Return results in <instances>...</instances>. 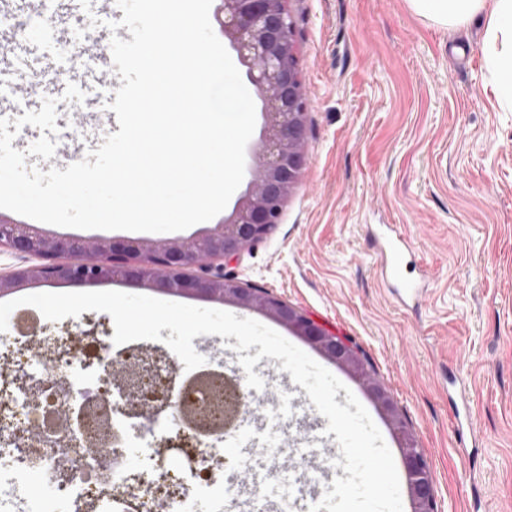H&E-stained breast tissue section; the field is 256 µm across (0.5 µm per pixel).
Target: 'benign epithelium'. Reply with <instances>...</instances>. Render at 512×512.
<instances>
[{
    "label": "benign epithelium",
    "mask_w": 512,
    "mask_h": 512,
    "mask_svg": "<svg viewBox=\"0 0 512 512\" xmlns=\"http://www.w3.org/2000/svg\"><path fill=\"white\" fill-rule=\"evenodd\" d=\"M224 37L246 67V78L262 102L264 124L249 146L250 180L232 212L218 224L185 238L141 239L51 234L33 224L0 217V248L24 265L0 274V296L27 284L97 286L123 282L141 288L230 303L263 311L288 326L327 358L341 364L365 385V391L395 427L403 447V468L412 512H435L427 457L406 431L386 386L368 371L357 347L346 336L319 324L285 301L245 288L224 273L223 262L263 240L280 223L288 199L307 166V100L299 46L289 0H222ZM194 267L189 275L185 269ZM120 355L106 372L132 400L139 376ZM186 392L205 393L191 402L189 424L201 435L228 430L241 408L238 385L222 371L198 373L186 380Z\"/></svg>",
    "instance_id": "7a95c632"
}]
</instances>
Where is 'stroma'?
Listing matches in <instances>:
<instances>
[{
    "instance_id": "obj_1",
    "label": "stroma",
    "mask_w": 512,
    "mask_h": 512,
    "mask_svg": "<svg viewBox=\"0 0 512 512\" xmlns=\"http://www.w3.org/2000/svg\"><path fill=\"white\" fill-rule=\"evenodd\" d=\"M302 48L309 164L280 224L227 262L261 288L349 336L382 379L431 464L436 512H512V110L499 102L484 28H449L407 0H290ZM39 78L55 97L70 52ZM380 224L415 247L412 276L428 294L401 308L383 291ZM462 378L466 392L450 384ZM250 423L257 458L285 442L305 407L282 400ZM468 399L474 425L458 432Z\"/></svg>"
}]
</instances>
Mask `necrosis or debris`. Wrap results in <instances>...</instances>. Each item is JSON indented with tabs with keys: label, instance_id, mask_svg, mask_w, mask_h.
<instances>
[{
	"label": "necrosis or debris",
	"instance_id": "obj_1",
	"mask_svg": "<svg viewBox=\"0 0 512 512\" xmlns=\"http://www.w3.org/2000/svg\"><path fill=\"white\" fill-rule=\"evenodd\" d=\"M38 312L28 310L17 314L14 333L0 336V459L12 467L9 479H0V503L19 498L21 481L34 479L54 483L59 492L81 503L91 501L97 512H153L158 499H165L167 512H187L186 507L200 494L201 477L223 459L224 441L205 442L194 446L195 467H187L181 458L159 462L156 452L160 443L179 439L186 429L180 410L187 398L180 380L171 376L166 360L157 363L158 373L143 382L145 395L164 393L169 401L166 411L138 428L127 424L129 407L118 388L104 371L110 355L124 354L140 362L145 352L135 344L113 345L111 336L90 349H68L58 355L56 347L65 343L67 330L51 334L54 346L43 357L30 354L31 329L41 328ZM25 367L28 379L16 378L17 367ZM93 401L111 416L118 438L112 444L116 461L110 472L107 498H98L97 464L86 460L78 477H70L78 455L77 449L56 444L50 447L28 439L29 430L56 429L55 412L62 402L80 404ZM27 437L26 449H19L20 437ZM141 440L137 455H129L131 440Z\"/></svg>",
	"mask_w": 512,
	"mask_h": 512
}]
</instances>
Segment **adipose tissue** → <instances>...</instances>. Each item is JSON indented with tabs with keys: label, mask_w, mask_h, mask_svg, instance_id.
I'll list each match as a JSON object with an SVG mask.
<instances>
[{
	"label": "adipose tissue",
	"mask_w": 512,
	"mask_h": 512,
	"mask_svg": "<svg viewBox=\"0 0 512 512\" xmlns=\"http://www.w3.org/2000/svg\"><path fill=\"white\" fill-rule=\"evenodd\" d=\"M411 9L444 26L481 20L488 63L500 101L512 107V0H408Z\"/></svg>",
	"instance_id": "adipose-tissue-1"
}]
</instances>
